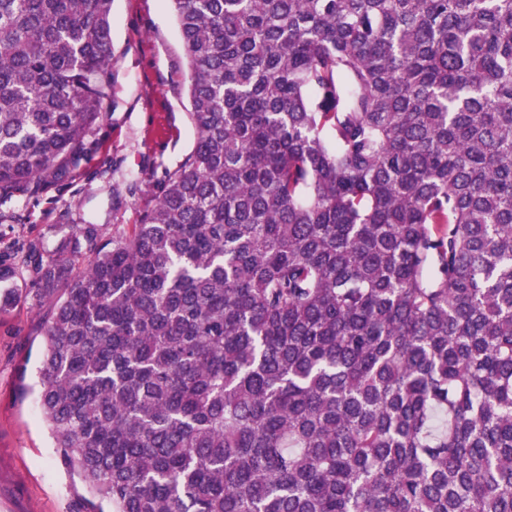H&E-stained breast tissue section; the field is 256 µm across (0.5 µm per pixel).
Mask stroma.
I'll return each instance as SVG.
<instances>
[{"label": "stroma", "mask_w": 512, "mask_h": 512, "mask_svg": "<svg viewBox=\"0 0 512 512\" xmlns=\"http://www.w3.org/2000/svg\"><path fill=\"white\" fill-rule=\"evenodd\" d=\"M112 91L68 184L0 207V261L29 243L55 255L78 224L119 235L152 206L190 156V71L170 0H113ZM50 300L21 299L0 314V453L36 512H90L92 494L66 468L42 416L37 386Z\"/></svg>", "instance_id": "1"}]
</instances>
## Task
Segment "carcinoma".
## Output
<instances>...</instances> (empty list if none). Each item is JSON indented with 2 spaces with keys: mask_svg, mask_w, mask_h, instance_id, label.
Here are the masks:
<instances>
[{
  "mask_svg": "<svg viewBox=\"0 0 512 512\" xmlns=\"http://www.w3.org/2000/svg\"><path fill=\"white\" fill-rule=\"evenodd\" d=\"M170 2L187 161L0 263L65 465L112 512H512V0ZM111 58L112 0H0V206L86 160Z\"/></svg>",
  "mask_w": 512,
  "mask_h": 512,
  "instance_id": "obj_1",
  "label": "carcinoma"
}]
</instances>
